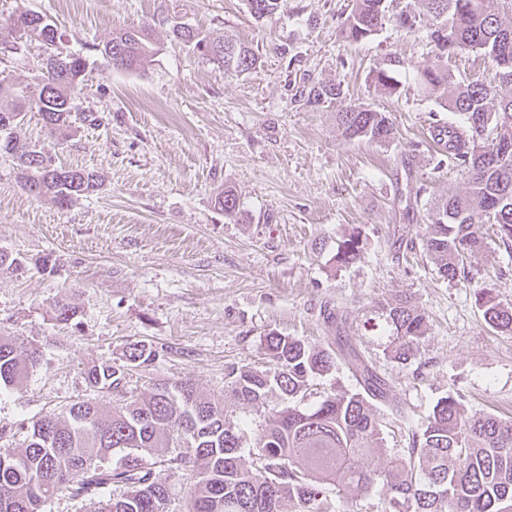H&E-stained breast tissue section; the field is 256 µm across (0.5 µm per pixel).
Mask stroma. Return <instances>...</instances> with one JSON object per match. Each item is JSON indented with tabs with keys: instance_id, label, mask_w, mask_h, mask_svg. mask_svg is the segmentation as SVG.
<instances>
[{
	"instance_id": "stroma-1",
	"label": "stroma",
	"mask_w": 512,
	"mask_h": 512,
	"mask_svg": "<svg viewBox=\"0 0 512 512\" xmlns=\"http://www.w3.org/2000/svg\"><path fill=\"white\" fill-rule=\"evenodd\" d=\"M18 9L57 29L56 51L85 57L72 112L99 118L61 144L32 112L23 136L57 163L97 173L99 186L63 207L29 195L12 159L0 157V251L24 262L0 267V336L41 350L21 384L0 389V455L22 447L43 415L90 397L105 409L120 403L118 393L91 392L85 370L123 363L129 343L157 352L134 370L138 389L188 379L220 401L231 369L269 367L273 330L318 347L349 337L412 426L451 392L468 411L512 420V335L491 328L476 302L487 288L512 304V253L483 225L474 278L449 282L422 248L400 245L403 229L418 232L435 204L468 188L465 165L430 137L455 115L419 84L433 57L429 16L410 30L387 19L351 43L340 33L351 0H280L271 21L256 20L247 0H0V19ZM176 19L252 45L256 66L225 75L171 41ZM121 28L151 32L157 53L146 69L117 70L102 58ZM391 56L401 61L399 90L387 95L372 72ZM317 82L339 84L341 97L305 104L302 90ZM353 105L387 113L395 139L344 138L336 114ZM227 188L239 200L234 218L215 202ZM355 227L363 256L335 269L336 241ZM47 255L54 270L40 266ZM405 292L427 319L408 365L387 358L370 327L377 303ZM61 297L76 308L66 323L51 313ZM326 304L337 325L324 322ZM407 426L390 421L385 447H405Z\"/></svg>"
}]
</instances>
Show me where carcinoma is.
I'll return each mask as SVG.
<instances>
[{
    "mask_svg": "<svg viewBox=\"0 0 512 512\" xmlns=\"http://www.w3.org/2000/svg\"><path fill=\"white\" fill-rule=\"evenodd\" d=\"M433 17V59L420 71L421 86L446 96L448 110L464 116L468 136L448 124V154L463 160L469 188L435 206L421 241L441 277L453 281L485 249L479 227L492 224L506 248L512 247V0H418ZM257 19L276 14L278 0H248ZM393 0H353L341 34L361 42L382 27ZM42 18L21 10L0 27V53L19 54L22 42L34 37L27 28ZM173 40L209 58L224 74L239 76L258 62L255 49L224 37H211L193 26L171 27ZM476 51L497 70L499 85L479 80L454 85L448 56ZM114 67L139 71L156 54L145 29H120L100 48ZM57 64L42 69L29 81H0V116L13 115L12 128L0 131V156L17 162L21 185L36 187L34 196L50 195L60 205L98 188L97 175L55 162L52 154L21 143L26 115L35 112L59 142L71 136V101L84 82L83 55H54ZM377 90L394 94L397 81L390 70L373 72ZM341 95L340 87L316 83L306 104L319 105ZM348 139L387 143L394 126L384 112L351 107L337 113ZM216 203L227 216L239 212L238 199L226 188ZM364 238L359 228L344 234L333 256L335 266L359 261ZM483 318L493 329L512 334V306L491 292L477 293ZM384 321V354L398 363L414 359L426 332V316L412 296L403 293L379 302ZM58 322L69 321L75 307L65 299L52 306ZM317 348L298 337L275 331L265 336L271 367L240 368L228 374L230 400L256 404L272 392L287 405L269 412L265 426L249 449L251 465L242 461L243 433L228 408L199 393L188 380L156 379L146 392L127 391L131 371L152 363L156 350L142 342L129 344L125 364L94 363L86 370L95 391H117L126 398L111 409L87 399L73 403L62 416H45L30 426L23 448L0 455V512H44L60 492L88 500L94 512H164L170 497L158 467L199 473L188 512H282L294 500L298 512H334L337 501L368 494L382 486L384 512H512V423L493 414L469 413L462 398L450 393L439 398L427 423L411 433L410 447L389 454L382 430L387 414L402 408L389 399L386 381L367 364L353 345ZM39 349L0 338V387L21 383L36 367ZM347 362L358 389L320 397L304 404L310 380L339 369ZM182 443V451L162 458L159 451Z\"/></svg>",
    "mask_w": 512,
    "mask_h": 512,
    "instance_id": "obj_1",
    "label": "carcinoma"
}]
</instances>
